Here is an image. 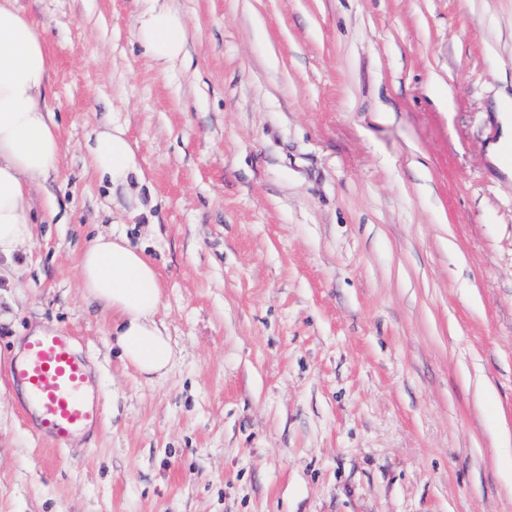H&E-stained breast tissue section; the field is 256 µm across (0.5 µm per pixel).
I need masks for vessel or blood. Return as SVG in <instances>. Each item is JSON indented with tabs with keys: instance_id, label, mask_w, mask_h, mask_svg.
Here are the masks:
<instances>
[{
	"instance_id": "b4317fda",
	"label": "vessel or blood",
	"mask_w": 512,
	"mask_h": 512,
	"mask_svg": "<svg viewBox=\"0 0 512 512\" xmlns=\"http://www.w3.org/2000/svg\"><path fill=\"white\" fill-rule=\"evenodd\" d=\"M11 380L25 391L24 411L34 416L38 434L53 446L64 447L76 434L99 427L101 410L91 393L87 360L67 328L29 338Z\"/></svg>"
}]
</instances>
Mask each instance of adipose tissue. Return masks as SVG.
<instances>
[{
	"instance_id": "ef3b65f1",
	"label": "adipose tissue",
	"mask_w": 512,
	"mask_h": 512,
	"mask_svg": "<svg viewBox=\"0 0 512 512\" xmlns=\"http://www.w3.org/2000/svg\"><path fill=\"white\" fill-rule=\"evenodd\" d=\"M137 34L163 64L177 61L185 48V23L166 6L141 15ZM52 68L43 30L14 0H0V262L7 265L34 239L32 190L55 172L63 151L47 98ZM89 161L115 186L140 175L117 126L97 132ZM79 277L85 298L111 316L112 346L123 362L149 380L165 375L176 352L159 317L162 278L143 250L124 236L96 234L81 253Z\"/></svg>"
}]
</instances>
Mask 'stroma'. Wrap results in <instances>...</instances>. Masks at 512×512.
Segmentation results:
<instances>
[{
    "label": "stroma",
    "instance_id": "obj_1",
    "mask_svg": "<svg viewBox=\"0 0 512 512\" xmlns=\"http://www.w3.org/2000/svg\"><path fill=\"white\" fill-rule=\"evenodd\" d=\"M15 0L46 28L64 151L6 268L0 356L35 324L88 358L98 429L37 437L0 366V512H512V0ZM124 128L142 181L85 145ZM157 266L176 360L113 350L79 255ZM139 41L162 64L177 61L186 43L184 21L168 6L154 8L137 19ZM500 124V135L487 148V158L501 173L511 176L512 164H509L507 155L512 147V114L508 109H502L497 114Z\"/></svg>",
    "mask_w": 512,
    "mask_h": 512
}]
</instances>
